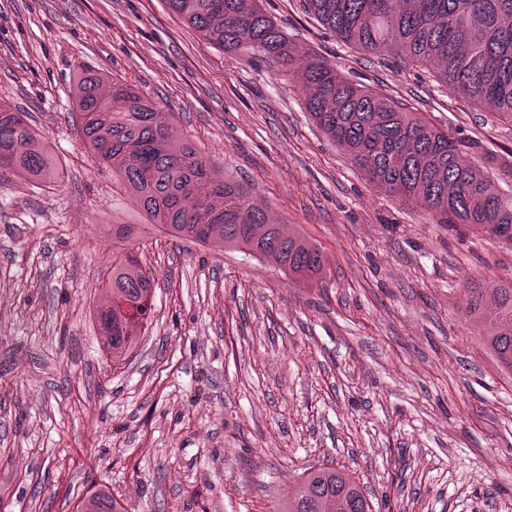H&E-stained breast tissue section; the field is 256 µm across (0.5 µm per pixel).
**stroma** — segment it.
<instances>
[{
  "mask_svg": "<svg viewBox=\"0 0 512 512\" xmlns=\"http://www.w3.org/2000/svg\"><path fill=\"white\" fill-rule=\"evenodd\" d=\"M300 51L481 148L512 126L392 55L263 0ZM167 112L179 137L317 242L319 284L218 241L147 227L153 324L123 364L94 316L112 227L138 222L80 143L73 65ZM64 170L0 176V512H276L306 468L355 472L379 512H512V374L459 284L512 276V244L440 223L370 182L312 122L298 82L208 44L163 0H0V94ZM78 512H123V508L112 495L97 489L82 501Z\"/></svg>",
  "mask_w": 512,
  "mask_h": 512,
  "instance_id": "35a3bbf8",
  "label": "stroma"
}]
</instances>
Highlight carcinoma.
<instances>
[{"instance_id": "obj_1", "label": "carcinoma", "mask_w": 512, "mask_h": 512, "mask_svg": "<svg viewBox=\"0 0 512 512\" xmlns=\"http://www.w3.org/2000/svg\"><path fill=\"white\" fill-rule=\"evenodd\" d=\"M167 8L202 39L243 53L296 77L316 125L346 152L369 180L402 200L512 242V193L493 188L483 163L468 160L463 141L426 122L406 105L337 72L319 56L295 68L288 33L259 0H165ZM307 12L343 42L362 51L387 52L403 64L435 63L437 77L473 106H491L512 125V0H303ZM73 114L92 157L112 170L146 223L180 240L218 239L256 250L304 284L323 277L321 247L298 229L272 222L248 183L224 177L213 161L178 138L167 113L133 86L78 61ZM30 180H61L47 145L0 94V170ZM141 224L112 225V246L142 232ZM156 275L134 251L121 252L102 284L106 295L139 299L154 290ZM464 315L482 322L479 343L512 373V276L463 285ZM154 305L135 317L95 309L103 349L125 359L151 321ZM79 512H123L97 489ZM279 512H374L360 480L334 465L300 474Z\"/></svg>"}]
</instances>
